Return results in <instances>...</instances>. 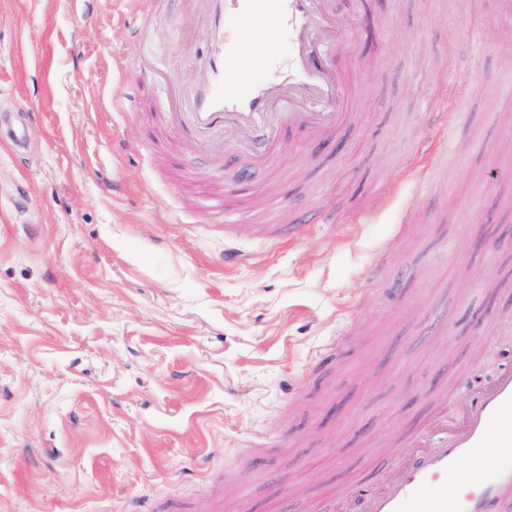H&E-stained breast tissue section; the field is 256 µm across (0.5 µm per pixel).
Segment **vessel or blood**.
Masks as SVG:
<instances>
[{"instance_id": "vessel-or-blood-1", "label": "vessel or blood", "mask_w": 512, "mask_h": 512, "mask_svg": "<svg viewBox=\"0 0 512 512\" xmlns=\"http://www.w3.org/2000/svg\"><path fill=\"white\" fill-rule=\"evenodd\" d=\"M324 0H206L211 49L208 78L190 95L187 111L175 114L173 128L198 136L227 126L252 132L254 165L264 169L278 155V133L270 107L280 93L298 98L292 120L321 138L342 120V80L328 79L323 60L307 44L330 19ZM264 15L270 29L263 51L241 56L231 40ZM292 40L289 68L277 82L265 74L280 55L279 36ZM236 81H226L227 73ZM448 407L439 404L433 428L440 444L413 450L399 473L379 485L359 480L338 488L344 501L362 500L363 512H512V367L481 391L456 427L447 423Z\"/></svg>"}]
</instances>
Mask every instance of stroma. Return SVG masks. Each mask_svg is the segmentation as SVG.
<instances>
[{"label":"stroma","mask_w":512,"mask_h":512,"mask_svg":"<svg viewBox=\"0 0 512 512\" xmlns=\"http://www.w3.org/2000/svg\"><path fill=\"white\" fill-rule=\"evenodd\" d=\"M329 6L345 120L219 171L168 121L192 0H0V512H309L512 364V10ZM434 111L456 161L419 196Z\"/></svg>","instance_id":"1"}]
</instances>
